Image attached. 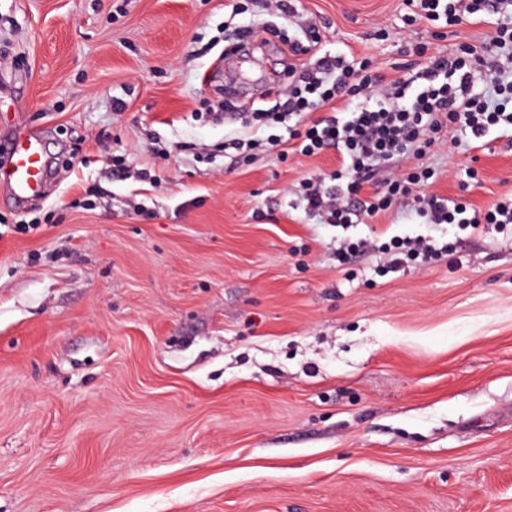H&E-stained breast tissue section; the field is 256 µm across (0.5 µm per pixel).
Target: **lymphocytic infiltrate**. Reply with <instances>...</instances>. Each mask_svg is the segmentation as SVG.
<instances>
[{
  "label": "lymphocytic infiltrate",
  "mask_w": 512,
  "mask_h": 512,
  "mask_svg": "<svg viewBox=\"0 0 512 512\" xmlns=\"http://www.w3.org/2000/svg\"><path fill=\"white\" fill-rule=\"evenodd\" d=\"M407 25L452 27L465 19L490 23L488 43H459L453 54L413 51L423 63L414 76L383 80L371 62L345 54H320L316 23L300 16L293 0H276L278 15L294 24L300 37L284 42L295 56L282 85L271 88L260 104L242 111L285 132L269 137L272 147L293 143L312 156L327 149L339 154L329 175H311L299 183L298 200L305 212L323 224H361L413 199L419 217L429 224H512V197L479 211L459 198L413 196L433 173L418 166L391 174L392 165L408 153L424 154L441 134L472 151L491 133L512 132V0H406ZM318 120L305 122L307 113ZM367 183L382 191L361 197ZM449 243L423 237L404 238L386 247V269L399 271L408 262L432 263L448 254Z\"/></svg>",
  "instance_id": "obj_1"
}]
</instances>
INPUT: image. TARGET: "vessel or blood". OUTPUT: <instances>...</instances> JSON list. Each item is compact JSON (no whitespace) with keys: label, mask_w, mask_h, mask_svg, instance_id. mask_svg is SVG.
I'll return each instance as SVG.
<instances>
[{"label":"vessel or blood","mask_w":512,"mask_h":512,"mask_svg":"<svg viewBox=\"0 0 512 512\" xmlns=\"http://www.w3.org/2000/svg\"><path fill=\"white\" fill-rule=\"evenodd\" d=\"M8 148L11 159L0 178L10 184L16 201L23 204L39 195L51 163L35 135L17 132Z\"/></svg>","instance_id":"vessel-or-blood-1"}]
</instances>
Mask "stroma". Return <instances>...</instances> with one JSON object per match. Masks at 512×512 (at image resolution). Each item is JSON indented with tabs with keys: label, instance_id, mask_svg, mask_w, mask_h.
<instances>
[{
	"label": "stroma",
	"instance_id": "stroma-1",
	"mask_svg": "<svg viewBox=\"0 0 512 512\" xmlns=\"http://www.w3.org/2000/svg\"><path fill=\"white\" fill-rule=\"evenodd\" d=\"M234 2L0 0V141L26 125L54 168L29 206L0 183V512H512V224H319L295 190L335 150L217 152L271 130L206 105L288 64L263 43L286 20ZM297 8L388 78L488 33ZM231 24L256 43L224 59ZM422 164L437 195L512 194L506 139L395 170ZM396 236L453 253L385 275Z\"/></svg>",
	"mask_w": 512,
	"mask_h": 512
}]
</instances>
